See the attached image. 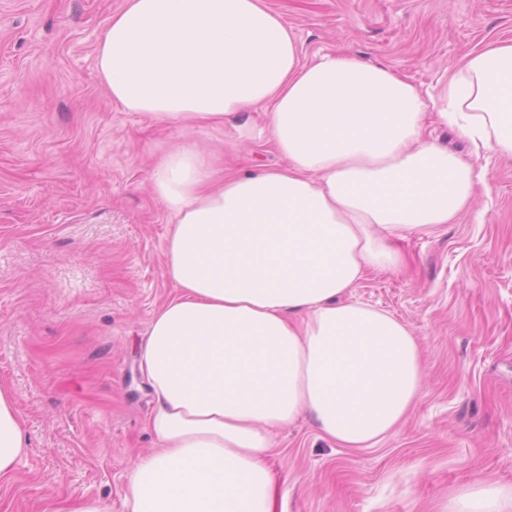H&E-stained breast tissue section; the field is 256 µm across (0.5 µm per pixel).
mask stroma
Returning <instances> with one entry per match:
<instances>
[{
  "label": "stroma",
  "instance_id": "stroma-1",
  "mask_svg": "<svg viewBox=\"0 0 512 512\" xmlns=\"http://www.w3.org/2000/svg\"><path fill=\"white\" fill-rule=\"evenodd\" d=\"M266 2L302 61L346 52L425 96L470 51L512 39V0ZM123 3L0 0V385L28 439L0 512L72 495L123 512L130 462L156 446L139 360L175 291L156 163L188 138L242 173L284 164L232 125L157 122L114 103L96 51ZM431 132L485 185L450 223L398 242L399 268L352 292L409 325L424 392L370 449L337 447L305 414L275 431L277 512H442L461 488L512 485V159Z\"/></svg>",
  "mask_w": 512,
  "mask_h": 512
}]
</instances>
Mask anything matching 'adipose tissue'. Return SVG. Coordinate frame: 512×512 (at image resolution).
Wrapping results in <instances>:
<instances>
[{"label": "adipose tissue", "mask_w": 512, "mask_h": 512, "mask_svg": "<svg viewBox=\"0 0 512 512\" xmlns=\"http://www.w3.org/2000/svg\"><path fill=\"white\" fill-rule=\"evenodd\" d=\"M97 69L116 104L158 121L234 123L264 107L286 160L221 176L185 141L152 172L175 218L164 257L176 291L140 358L158 449L131 468L124 512H277L272 431L305 411L339 447L371 448L422 393L409 326L351 293L484 179L427 139L428 119L512 157V41L467 56L427 101L382 65L302 61L265 0H124ZM27 448L0 387V485ZM443 512H512V486L461 489Z\"/></svg>", "instance_id": "1"}]
</instances>
